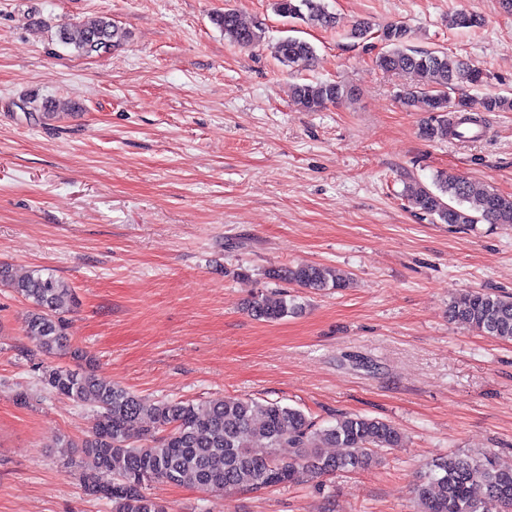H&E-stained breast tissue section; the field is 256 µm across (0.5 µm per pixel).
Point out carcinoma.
<instances>
[{
	"instance_id": "1",
	"label": "carcinoma",
	"mask_w": 512,
	"mask_h": 512,
	"mask_svg": "<svg viewBox=\"0 0 512 512\" xmlns=\"http://www.w3.org/2000/svg\"><path fill=\"white\" fill-rule=\"evenodd\" d=\"M279 15L324 28L336 17L323 0H276ZM224 36L250 46L262 39L259 25L247 26L227 9L212 17ZM118 35L109 17L92 26L65 25L63 44L83 56L108 52ZM390 48L376 58L385 72L409 74L414 87L403 103L414 107L425 102L431 116L421 127L427 139H465L483 127L484 112H512V97L487 95L474 105L452 101L448 91L460 84L479 86L483 73L461 61H450L443 51H417L408 45L409 30L391 24L381 32ZM277 59L284 65L308 64L314 48L297 38L281 40ZM348 94L339 82L299 84L297 104L317 111ZM435 189L420 184L406 186L410 205L442 224L472 226L479 222L512 226V195L494 189H476L450 174H440ZM274 281L287 282L310 292L342 288L346 277L320 264L297 263L267 272ZM0 285L12 289L29 304L24 333L38 339L42 352L54 355L68 349L64 316L74 304L71 288L52 274L34 270L17 278L0 264ZM247 311L266 322L297 313L299 305L285 293L257 294ZM448 319L499 341L512 342V294L494 289H469L448 303ZM70 350V349H68ZM76 365L45 367L43 387L75 402H91L97 408L93 430L78 442L64 444L78 449V467L85 491L112 502V512H169L168 505L150 496L156 484L191 482L203 492H257L300 482L306 476L358 472L376 463L384 451L401 447L402 433L391 422L361 415H344L336 422L319 425L304 410L277 402L249 398H219L204 411L191 402H149L126 388L99 380L89 354L70 350ZM261 441L265 448L254 444ZM293 449L287 458L283 446ZM343 448L339 455L326 448ZM417 512H512V464H505L490 450L462 451L439 457L426 465L414 487Z\"/></svg>"
}]
</instances>
